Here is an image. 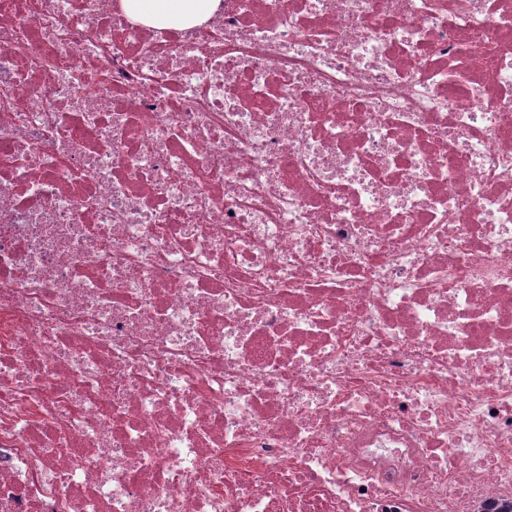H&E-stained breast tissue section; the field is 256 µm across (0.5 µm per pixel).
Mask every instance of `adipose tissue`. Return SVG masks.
Wrapping results in <instances>:
<instances>
[{
	"instance_id": "adipose-tissue-1",
	"label": "adipose tissue",
	"mask_w": 512,
	"mask_h": 512,
	"mask_svg": "<svg viewBox=\"0 0 512 512\" xmlns=\"http://www.w3.org/2000/svg\"><path fill=\"white\" fill-rule=\"evenodd\" d=\"M120 4L132 21L188 28L208 20L217 0H120Z\"/></svg>"
}]
</instances>
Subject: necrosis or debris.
<instances>
[{"instance_id": "1", "label": "necrosis or debris", "mask_w": 512, "mask_h": 512, "mask_svg": "<svg viewBox=\"0 0 512 512\" xmlns=\"http://www.w3.org/2000/svg\"><path fill=\"white\" fill-rule=\"evenodd\" d=\"M0 512L512 504V0H0ZM124 14L147 25L189 28L208 20L217 0H120Z\"/></svg>"}]
</instances>
